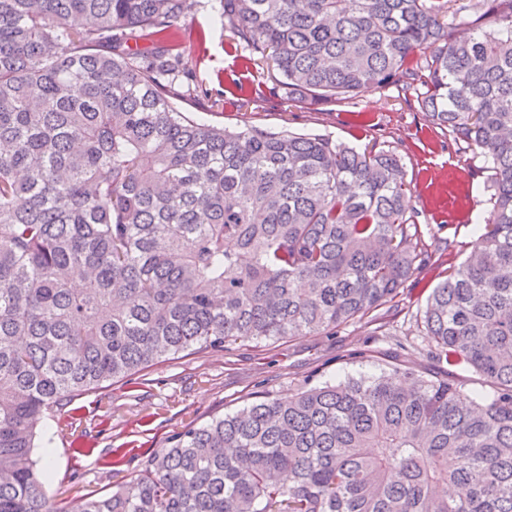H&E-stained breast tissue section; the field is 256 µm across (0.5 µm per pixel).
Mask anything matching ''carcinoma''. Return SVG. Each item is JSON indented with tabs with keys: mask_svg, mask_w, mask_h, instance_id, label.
<instances>
[{
	"mask_svg": "<svg viewBox=\"0 0 512 512\" xmlns=\"http://www.w3.org/2000/svg\"><path fill=\"white\" fill-rule=\"evenodd\" d=\"M220 2L298 102L392 85L484 150L478 245L423 310L448 370L259 396L81 512H512V0ZM197 3L0 0V512H67L39 417L183 352L382 321L430 259L394 152L178 110ZM455 382L462 386L472 397H482L491 394V388L485 383L484 379L467 369H457Z\"/></svg>",
	"mask_w": 512,
	"mask_h": 512,
	"instance_id": "carcinoma-1",
	"label": "carcinoma"
}]
</instances>
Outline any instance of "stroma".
Wrapping results in <instances>:
<instances>
[{"instance_id":"35a3bbf8","label":"stroma","mask_w":512,"mask_h":512,"mask_svg":"<svg viewBox=\"0 0 512 512\" xmlns=\"http://www.w3.org/2000/svg\"><path fill=\"white\" fill-rule=\"evenodd\" d=\"M218 9V0H200L192 22L178 33L191 47L190 84L200 97L195 104L177 100L179 110L229 129L289 130L394 152L405 171L407 209L431 251L429 266L406 283L384 326L363 320L333 334L184 352L147 368L136 382L104 383L55 415L41 417L35 454L48 457L50 489L69 512H79L87 496L114 490L125 473L142 469L176 432L255 395L285 399L310 383L379 373L395 360L417 371L438 370L422 310L438 269L469 255L481 233L477 222L490 209L491 174L481 148L434 129L415 94L374 86L333 106L290 101L276 72L265 62L250 63V51L224 30ZM118 450L125 463L115 471L108 461Z\"/></svg>"}]
</instances>
